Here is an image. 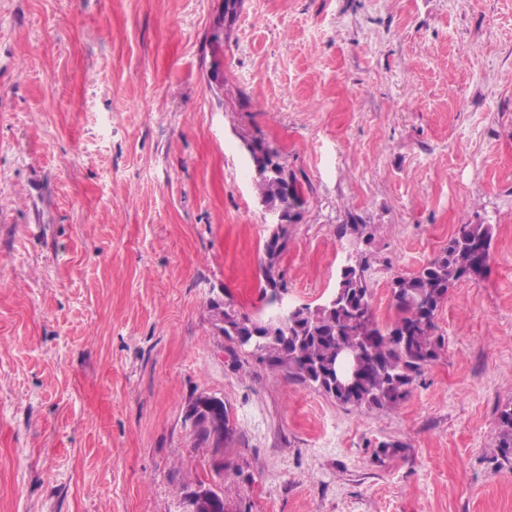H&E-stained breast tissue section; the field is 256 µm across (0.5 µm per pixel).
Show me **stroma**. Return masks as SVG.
Wrapping results in <instances>:
<instances>
[{
    "label": "stroma",
    "mask_w": 512,
    "mask_h": 512,
    "mask_svg": "<svg viewBox=\"0 0 512 512\" xmlns=\"http://www.w3.org/2000/svg\"><path fill=\"white\" fill-rule=\"evenodd\" d=\"M253 138L304 198L287 304L367 252L389 325L395 275L493 225L396 407L225 350L211 301L265 308ZM203 392L219 474L184 420ZM510 403L512 0H0V512H182L199 480L228 512H512ZM497 459L501 466L512 467V406L500 410L497 420Z\"/></svg>",
    "instance_id": "1"
}]
</instances>
